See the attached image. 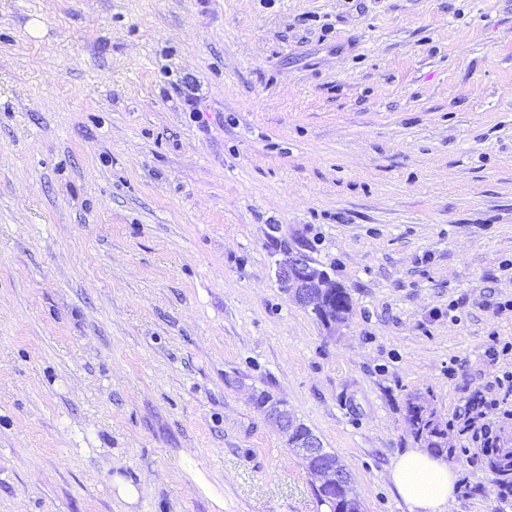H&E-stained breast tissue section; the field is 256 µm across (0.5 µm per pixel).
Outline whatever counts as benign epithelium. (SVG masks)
<instances>
[{"label": "benign epithelium", "instance_id": "7a95c632", "mask_svg": "<svg viewBox=\"0 0 512 512\" xmlns=\"http://www.w3.org/2000/svg\"><path fill=\"white\" fill-rule=\"evenodd\" d=\"M275 276L284 295L293 304L305 309L318 310L322 314L321 324L328 329L340 323L333 302L322 291L320 281L328 278V273L317 265L301 248H290L275 266ZM266 413L274 420L283 437H288L294 428L295 420L288 413L283 403L268 399L264 403ZM293 450L299 452L308 461H314L317 466L313 474L320 481L318 492L321 497L329 498L336 486H349L353 482L349 470L336 467V463L326 458L321 439L315 435L300 437L294 444Z\"/></svg>", "mask_w": 512, "mask_h": 512}]
</instances>
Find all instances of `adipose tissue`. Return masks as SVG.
<instances>
[{
	"instance_id": "adipose-tissue-1",
	"label": "adipose tissue",
	"mask_w": 512,
	"mask_h": 512,
	"mask_svg": "<svg viewBox=\"0 0 512 512\" xmlns=\"http://www.w3.org/2000/svg\"><path fill=\"white\" fill-rule=\"evenodd\" d=\"M390 480L409 512H450L455 502L452 468L426 450L413 448L400 456L390 470Z\"/></svg>"
}]
</instances>
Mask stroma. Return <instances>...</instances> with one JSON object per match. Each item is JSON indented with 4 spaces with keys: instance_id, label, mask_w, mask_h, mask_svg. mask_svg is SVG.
<instances>
[{
    "instance_id": "obj_1",
    "label": "stroma",
    "mask_w": 512,
    "mask_h": 512,
    "mask_svg": "<svg viewBox=\"0 0 512 512\" xmlns=\"http://www.w3.org/2000/svg\"><path fill=\"white\" fill-rule=\"evenodd\" d=\"M511 300L512 0H0V512H324L263 391L408 512L407 404L512 366ZM275 276L284 295L293 304L321 312V324L328 329L340 323L336 309L346 315L352 308V297L346 288L336 285L328 290L336 291V308L322 291L320 281L329 278L328 273L317 265L301 248H290L275 266Z\"/></svg>"
}]
</instances>
